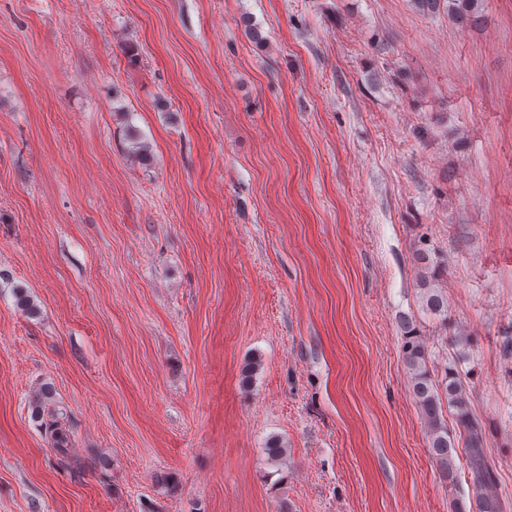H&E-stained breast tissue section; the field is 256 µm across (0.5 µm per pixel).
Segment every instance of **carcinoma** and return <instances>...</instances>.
Returning a JSON list of instances; mask_svg holds the SVG:
<instances>
[{
  "label": "carcinoma",
  "instance_id": "obj_1",
  "mask_svg": "<svg viewBox=\"0 0 512 512\" xmlns=\"http://www.w3.org/2000/svg\"><path fill=\"white\" fill-rule=\"evenodd\" d=\"M474 0H415L418 7L429 11L446 6L448 13L464 17L466 5ZM419 260L426 265L427 272L421 277L420 286L426 292V308L430 313L440 315L448 303L436 288L442 268L431 265L429 254L419 252ZM403 361L410 378V388L424 419L429 434V446L440 472L446 478L453 477L456 470L454 454L463 450L470 474L474 496L470 503L458 499L454 512H512V501L493 493L496 485V464L487 453L486 430L473 412L461 373L454 366L444 369V375L437 377L430 372L428 348L424 340L407 330L403 336ZM448 406L455 427H448L443 415V406ZM52 447L64 451L68 435L56 413L51 414L49 424ZM267 462L280 463L286 455L282 441L271 438L265 447Z\"/></svg>",
  "mask_w": 512,
  "mask_h": 512
}]
</instances>
